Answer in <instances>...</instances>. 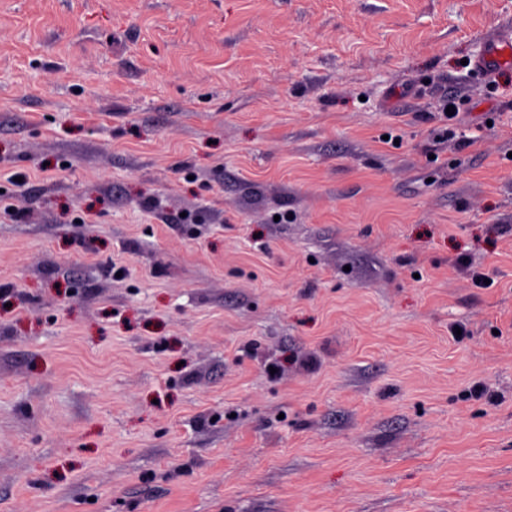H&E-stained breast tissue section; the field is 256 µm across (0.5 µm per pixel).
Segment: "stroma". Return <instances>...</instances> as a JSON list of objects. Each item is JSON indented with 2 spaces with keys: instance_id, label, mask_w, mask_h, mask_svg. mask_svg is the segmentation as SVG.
I'll return each instance as SVG.
<instances>
[{
  "instance_id": "1",
  "label": "stroma",
  "mask_w": 512,
  "mask_h": 512,
  "mask_svg": "<svg viewBox=\"0 0 512 512\" xmlns=\"http://www.w3.org/2000/svg\"><path fill=\"white\" fill-rule=\"evenodd\" d=\"M509 27L0 0V512H512ZM512 64V31L498 30L487 33L482 49L474 59V69L486 79L495 78L500 70Z\"/></svg>"
}]
</instances>
